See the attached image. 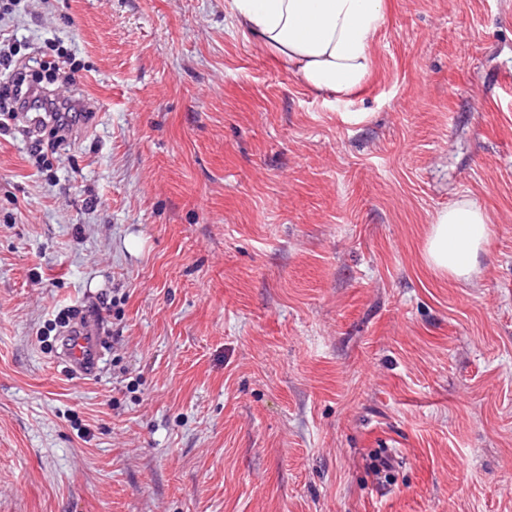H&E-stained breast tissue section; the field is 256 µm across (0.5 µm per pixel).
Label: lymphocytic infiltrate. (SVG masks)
Instances as JSON below:
<instances>
[{
    "label": "lymphocytic infiltrate",
    "mask_w": 512,
    "mask_h": 512,
    "mask_svg": "<svg viewBox=\"0 0 512 512\" xmlns=\"http://www.w3.org/2000/svg\"><path fill=\"white\" fill-rule=\"evenodd\" d=\"M30 62L11 38H0V130L21 127L39 169L44 170L51 166L52 155L66 142L80 115L70 96L79 66L62 52L54 59H41V66L56 70L57 84L35 87L26 80Z\"/></svg>",
    "instance_id": "1"
}]
</instances>
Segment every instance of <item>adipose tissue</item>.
<instances>
[{
	"label": "adipose tissue",
	"instance_id": "1",
	"mask_svg": "<svg viewBox=\"0 0 512 512\" xmlns=\"http://www.w3.org/2000/svg\"><path fill=\"white\" fill-rule=\"evenodd\" d=\"M238 33L311 91L359 95L377 69L387 0H224ZM488 212L463 196L436 213L423 248L434 275L470 280L490 244Z\"/></svg>",
	"mask_w": 512,
	"mask_h": 512
}]
</instances>
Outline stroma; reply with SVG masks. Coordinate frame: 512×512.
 Masks as SVG:
<instances>
[{
    "label": "stroma",
    "mask_w": 512,
    "mask_h": 512,
    "mask_svg": "<svg viewBox=\"0 0 512 512\" xmlns=\"http://www.w3.org/2000/svg\"><path fill=\"white\" fill-rule=\"evenodd\" d=\"M0 29L66 47L92 110L48 172L0 130V512H512V0H392L341 100L224 0ZM464 195L491 242L440 279ZM67 307L108 338L93 377L40 341ZM491 218L475 200L462 196L436 213L423 248V261L434 275L469 281L479 257L488 251Z\"/></svg>",
    "instance_id": "1"
}]
</instances>
